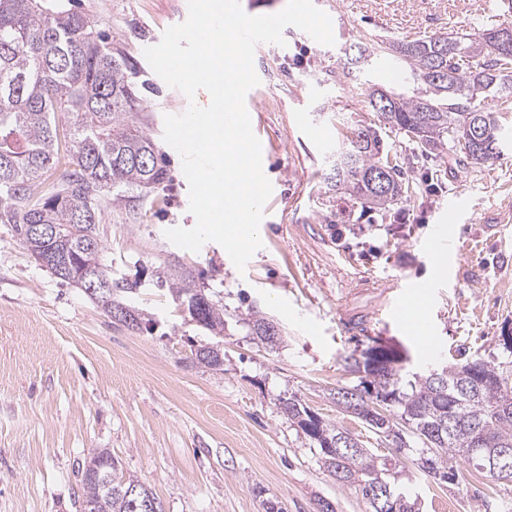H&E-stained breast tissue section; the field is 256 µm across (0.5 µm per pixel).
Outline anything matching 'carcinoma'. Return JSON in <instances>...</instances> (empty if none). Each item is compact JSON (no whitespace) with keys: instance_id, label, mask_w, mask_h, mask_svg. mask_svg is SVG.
<instances>
[{"instance_id":"cac0c4a2","label":"carcinoma","mask_w":512,"mask_h":512,"mask_svg":"<svg viewBox=\"0 0 512 512\" xmlns=\"http://www.w3.org/2000/svg\"><path fill=\"white\" fill-rule=\"evenodd\" d=\"M512 28L503 22L484 29L478 36H435L391 44L387 50L409 66L414 79L428 86L439 103L422 95L395 97L380 89L368 93V104L381 125L403 133L426 154L445 151L460 154L466 163L482 164L500 156L503 128L497 113L485 99L512 95V47L488 35L497 28ZM456 51L457 66L437 71L443 48ZM143 99L133 89L124 59L96 31L88 16L52 8L47 0H0V224L10 226L33 259L52 253L62 262L61 273L48 269L57 279L86 289L81 272L89 254L96 265L93 278L112 281V292L91 298L111 316L126 308L133 312L127 327L138 328L141 313L123 302L139 289L138 281L112 276V265L103 259L99 213L101 193L115 186L151 188L161 184L166 170L158 165L152 138L130 122L142 109ZM66 124L70 147L60 152V125ZM487 143L488 153L470 150L468 137L475 129ZM330 184L361 207V212L381 211L401 202L412 192L397 156L386 150L378 128L359 125L336 146ZM60 165L64 172L50 188L42 187L43 173ZM382 169L388 175V191L376 193L369 175ZM28 224L58 228L53 242L30 238ZM157 284L173 299L191 304L198 292L191 273L170 264L157 276ZM198 325L219 335L224 332V305L215 300L203 312ZM248 325L268 347L280 343L282 330L254 311ZM405 358L389 350L382 367H371L364 354L350 355L346 362L363 373L364 390L343 388L356 403L381 401L379 421L368 425L381 433L401 437L406 428L425 445L416 459L417 469L443 483L458 482L457 460L474 470L481 463L469 454L472 448H512V377L501 363L491 359L476 367L470 361L448 366L440 385L431 374L403 372ZM368 399H363V394ZM280 412L303 430L319 451V461L328 476L339 482L356 483L369 500L370 488L385 485L400 502L397 512H419L417 501L396 484L395 464L367 451L362 445L340 460L329 449L346 430L318 418L310 432L303 429L307 407L290 396L280 400ZM109 452L94 450L82 468V504L99 505L98 512H133V488L150 497L158 512L161 501L140 481L118 476V463L101 469L92 479L88 469ZM432 461V470L421 459Z\"/></svg>"}]
</instances>
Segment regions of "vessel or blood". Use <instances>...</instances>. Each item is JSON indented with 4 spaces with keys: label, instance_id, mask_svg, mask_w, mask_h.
Here are the masks:
<instances>
[{
    "label": "vessel or blood",
    "instance_id": "vessel-or-blood-1",
    "mask_svg": "<svg viewBox=\"0 0 512 512\" xmlns=\"http://www.w3.org/2000/svg\"><path fill=\"white\" fill-rule=\"evenodd\" d=\"M456 232L454 225L440 223L435 231V239L428 249V255L434 276L432 279L409 282L403 294L397 295L390 306L388 314L395 322L409 326L419 336L426 337L431 333L428 317L413 318L405 304L406 294L412 293L422 300H429L436 288L445 283L449 276L457 274L458 254L455 250Z\"/></svg>",
    "mask_w": 512,
    "mask_h": 512
}]
</instances>
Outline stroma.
<instances>
[{
    "mask_svg": "<svg viewBox=\"0 0 512 512\" xmlns=\"http://www.w3.org/2000/svg\"><path fill=\"white\" fill-rule=\"evenodd\" d=\"M96 21L147 106L136 122L154 140L167 172L150 189L115 187L102 196L104 258L116 276L140 281L132 301L142 325L115 323L80 289L60 283L0 224V512H80L81 473L92 449L111 452L124 476L140 480L164 512H370L358 487L323 471L318 451L279 409L304 405L360 441L393 455L389 438L332 398L361 381L346 358L371 339L407 354V371L472 357L508 362L512 336V144L496 160L462 164L451 153L422 157L402 134L383 129L415 194L380 212L361 213L328 182L330 152L351 127L374 125L370 88L403 96L415 84L385 44L461 35L503 21L502 0H319L335 43L300 29L284 45L255 50L260 83L248 106L273 184L259 233L263 246L237 270L210 242L192 252L165 230L190 228L188 182L180 155L164 140L163 117L186 111L187 97L168 87L143 51L182 21L187 0H57ZM393 66L397 81L381 72ZM465 196L456 217L460 271L427 305L432 336L422 342L382 315L392 289L431 278L428 247L445 208ZM192 270L197 286L224 303V368L192 365L193 346L213 337L182 312L157 272L168 263ZM259 311L285 332L271 348L246 319ZM408 477L420 512H512V484L458 462L450 487L413 464Z\"/></svg>",
    "mask_w": 512,
    "mask_h": 512,
    "instance_id": "1",
    "label": "stroma"
}]
</instances>
